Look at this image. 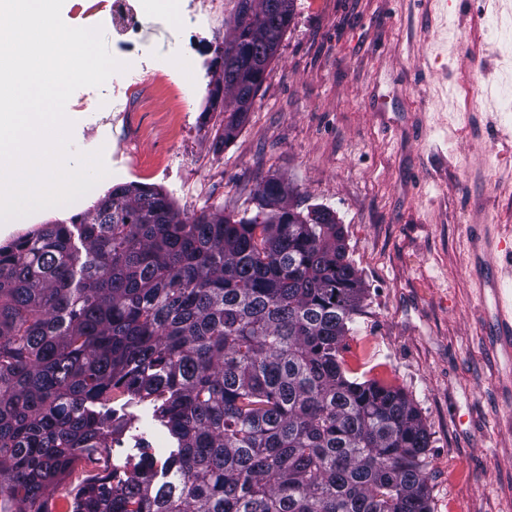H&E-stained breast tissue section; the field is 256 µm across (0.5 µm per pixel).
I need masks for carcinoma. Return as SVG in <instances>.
I'll return each mask as SVG.
<instances>
[{"mask_svg": "<svg viewBox=\"0 0 512 512\" xmlns=\"http://www.w3.org/2000/svg\"><path fill=\"white\" fill-rule=\"evenodd\" d=\"M231 2L224 146L294 16V0ZM256 195L252 216H185L130 183L0 246V512H53L133 405L170 447L82 481L69 512H431L418 409L345 359L365 288L343 225L281 180Z\"/></svg>", "mask_w": 512, "mask_h": 512, "instance_id": "carcinoma-1", "label": "carcinoma"}]
</instances>
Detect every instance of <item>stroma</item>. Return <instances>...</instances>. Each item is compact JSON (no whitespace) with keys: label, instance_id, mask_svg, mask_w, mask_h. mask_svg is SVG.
Masks as SVG:
<instances>
[{"label":"stroma","instance_id":"obj_1","mask_svg":"<svg viewBox=\"0 0 512 512\" xmlns=\"http://www.w3.org/2000/svg\"><path fill=\"white\" fill-rule=\"evenodd\" d=\"M64 0L63 21L101 27L126 63L65 109L71 150H105L108 176L79 200L0 224V244L92 209L131 182L180 212L255 214L277 178L305 206L333 211L366 298L346 342L358 378L397 386L430 434L432 512H512V383L498 362L469 274L471 226L512 247V0H295V16L247 119L229 145L223 23L206 0ZM113 448L137 461L136 436L163 453L148 410Z\"/></svg>","mask_w":512,"mask_h":512}]
</instances>
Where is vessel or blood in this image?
<instances>
[{"label":"vessel or blood","instance_id":"obj_1","mask_svg":"<svg viewBox=\"0 0 512 512\" xmlns=\"http://www.w3.org/2000/svg\"><path fill=\"white\" fill-rule=\"evenodd\" d=\"M494 247L489 240L478 239L473 244L472 271L484 290V306L496 349L507 368H512V301L502 294L499 281L489 262Z\"/></svg>","mask_w":512,"mask_h":512}]
</instances>
